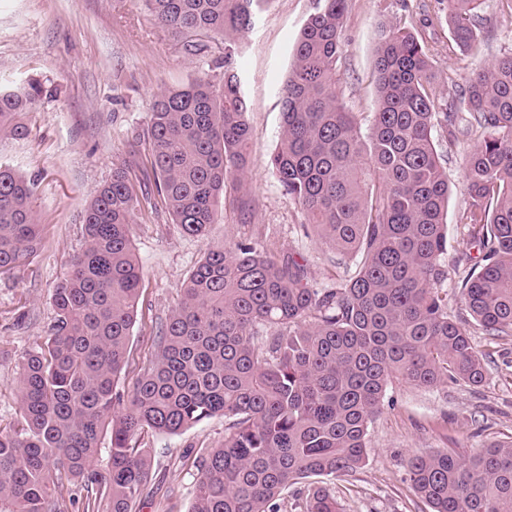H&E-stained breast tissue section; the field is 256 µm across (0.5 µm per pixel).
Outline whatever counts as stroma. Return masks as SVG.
Segmentation results:
<instances>
[{
	"label": "stroma",
	"mask_w": 512,
	"mask_h": 512,
	"mask_svg": "<svg viewBox=\"0 0 512 512\" xmlns=\"http://www.w3.org/2000/svg\"><path fill=\"white\" fill-rule=\"evenodd\" d=\"M313 0H265L252 28L241 33L234 65L249 112L246 188L227 183L218 200L220 220L209 239L184 234L167 212L146 205L133 212L134 251L142 271V297L120 385L132 390L138 370L154 354L155 325L181 302V285L203 258L208 240L231 246L253 242L274 256L294 251L307 260L311 282L329 284L347 260L317 235L306 234L305 212L284 194L269 166L279 137L281 98L292 51ZM410 22L437 73L434 91L458 103L472 72L512 54V0H483L472 21L480 55L449 49L445 0H347L336 88L347 111L369 126L375 109L373 73L379 23ZM209 58L184 53L140 0H0V82L18 87L40 79L47 95L29 113V134L0 138V162L38 178L32 207L47 224L45 245L32 265L0 279V426L18 408L16 365L54 319L51 294L83 245V217L115 163L147 157L135 139L146 128L155 95L209 69ZM452 194L448 204L449 282L476 256L459 214L466 205L465 157L475 136L449 140L435 131ZM484 359L478 386L447 383L433 389L392 382L368 431V463L352 477L329 481L343 512H430L412 491L407 462L444 448L468 457L489 443L512 438V337L491 338L472 328ZM224 421L216 418L178 435L146 436L158 482L136 512H189L193 477L187 465L198 449L216 446Z\"/></svg>",
	"instance_id": "stroma-1"
}]
</instances>
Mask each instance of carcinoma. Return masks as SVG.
I'll list each match as a JSON object with an SVG mask.
<instances>
[{"mask_svg":"<svg viewBox=\"0 0 512 512\" xmlns=\"http://www.w3.org/2000/svg\"><path fill=\"white\" fill-rule=\"evenodd\" d=\"M261 0H143L192 56L222 38L218 75L167 88L144 135L157 198L139 199L136 161L112 169L85 209L84 246L53 289L49 333L17 364L18 414L0 427V512H133L154 472L141 443L214 418L224 438L201 448L189 512H282L306 485L303 512H342L324 479L368 462L369 426L388 385L479 386L485 366L461 307L489 336L512 335V55L480 70L466 115L430 91L433 62L399 22L376 31V105L367 131L336 90L347 0H314L283 89L270 165L309 226L355 269L310 284L305 266L248 243L208 244L161 323L154 358L130 393L119 387L136 322L141 270L131 217L164 207L188 235L208 238L229 180L244 187L249 124L233 66L236 36ZM481 0H448L453 44L474 52ZM43 95L32 79L0 88V137L29 134L24 116ZM481 132L466 158L459 224L480 261L448 288V174L440 128ZM35 179L0 164V277L44 247L32 208ZM431 512H512V440L467 459L438 451L408 461Z\"/></svg>","mask_w":512,"mask_h":512,"instance_id":"carcinoma-1","label":"carcinoma"}]
</instances>
